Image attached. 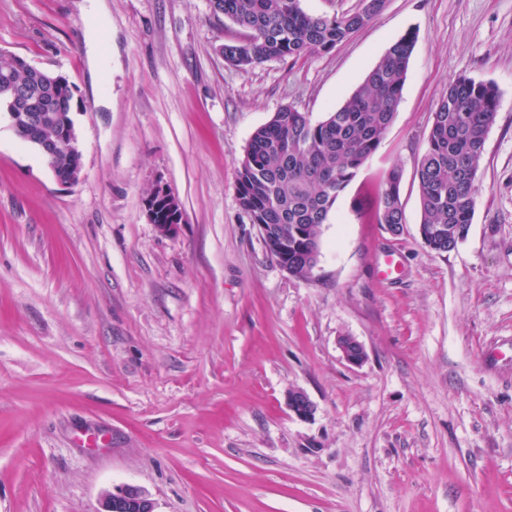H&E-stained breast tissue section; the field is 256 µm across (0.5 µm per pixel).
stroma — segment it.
<instances>
[{
  "label": "stroma",
  "instance_id": "stroma-1",
  "mask_svg": "<svg viewBox=\"0 0 512 512\" xmlns=\"http://www.w3.org/2000/svg\"><path fill=\"white\" fill-rule=\"evenodd\" d=\"M107 2L94 85L81 0H0V55L74 85L83 154L62 183L0 113V512H99L127 485L156 512H512V0H386L330 51L247 69L208 0ZM408 34L395 119L290 276L239 203L249 140L287 105L323 120ZM461 76L499 106L439 255L416 168ZM395 164L398 235L376 221ZM158 183L171 233L146 214ZM337 344L347 363L359 366L365 361L367 355L364 346L353 337H338ZM287 405L291 413L300 420H308L314 414V405L302 389L288 392Z\"/></svg>",
  "mask_w": 512,
  "mask_h": 512
}]
</instances>
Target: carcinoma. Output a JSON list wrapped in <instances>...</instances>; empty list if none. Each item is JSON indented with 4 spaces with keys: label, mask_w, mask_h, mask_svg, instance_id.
Returning <instances> with one entry per match:
<instances>
[{
    "label": "carcinoma",
    "mask_w": 512,
    "mask_h": 512,
    "mask_svg": "<svg viewBox=\"0 0 512 512\" xmlns=\"http://www.w3.org/2000/svg\"><path fill=\"white\" fill-rule=\"evenodd\" d=\"M209 2L214 15L243 32V38L224 45L225 60L240 68L329 51L385 5V0H369L364 10L337 16L309 14L300 0ZM413 46L411 35L392 44L349 100L324 120L314 123L308 113L288 105L252 134L238 174L240 205L251 223L269 225L273 244L265 248L270 256L293 265L303 279L316 266L322 225L339 195L393 123ZM49 76L44 82L25 60L0 57V112L37 114L38 119H22L17 126L34 145L62 137L63 121L74 123L72 114L81 110L68 80ZM497 106L494 85L461 77L448 85L432 112L416 176L422 240L437 254L453 250L472 223L476 176ZM53 163L56 177L69 180L76 159L58 153ZM401 177V168L390 167L377 195L378 223L394 234L403 229Z\"/></svg>",
    "instance_id": "carcinoma-1"
}]
</instances>
